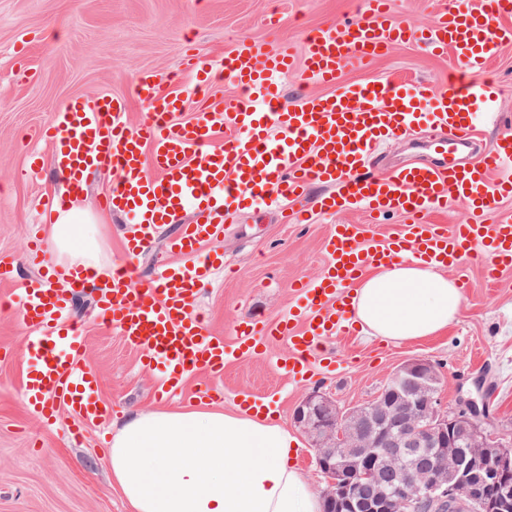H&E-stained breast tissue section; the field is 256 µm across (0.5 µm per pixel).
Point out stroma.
<instances>
[{
    "instance_id": "obj_1",
    "label": "stroma",
    "mask_w": 512,
    "mask_h": 512,
    "mask_svg": "<svg viewBox=\"0 0 512 512\" xmlns=\"http://www.w3.org/2000/svg\"><path fill=\"white\" fill-rule=\"evenodd\" d=\"M359 0H0V252L26 262L29 230L41 223L42 201L62 194L67 183L54 165L44 130L59 105L71 98L94 100L102 94L131 95L138 74L153 70L175 83L185 79L183 61L191 52L222 63L244 39L266 50L282 44L302 49L306 32L356 15ZM455 64L452 54L433 55L411 44L393 46L368 66L346 67L347 81L398 78L445 86ZM489 75L497 88L498 113L477 143L485 148L499 134L512 132V44L501 48ZM424 130L409 140H393L371 167L376 175L393 166L434 162ZM41 153V177L28 173L30 153ZM119 176L112 165L87 175L84 199L102 237V259L125 260L126 224L105 211L99 197ZM366 214L338 213L337 224H367ZM329 222V223H332ZM329 223L284 224L272 209L243 212L215 241L225 272L202 288L197 310L211 329L230 337L235 320L261 316L274 320L296 298L295 282L321 270ZM447 274L468 278L470 292L445 332L405 344H392L355 332L330 341L345 363L335 374L312 369L303 383L288 381L267 359H229L218 386V406L236 409L244 397H257L274 409V418L292 426V415L310 393L320 392L349 408L373 400L404 361L422 358L440 374V400L455 407L460 395L481 386L489 404L488 432L512 433V271L487 283L478 263L466 259ZM74 315L84 329L85 363L101 383L112 407L103 428L82 436L68 431V416L55 423L34 419L23 402L26 329L15 310L0 312V512H131L112 485L108 444L126 416L162 407H181L183 397L160 399L153 375L134 349L101 324L91 294L76 298Z\"/></svg>"
}]
</instances>
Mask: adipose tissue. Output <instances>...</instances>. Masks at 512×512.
Listing matches in <instances>:
<instances>
[{"mask_svg": "<svg viewBox=\"0 0 512 512\" xmlns=\"http://www.w3.org/2000/svg\"><path fill=\"white\" fill-rule=\"evenodd\" d=\"M90 221L83 205L57 212L48 250L64 271L96 265L101 245L84 233ZM462 300L455 280L402 258L356 285L353 320L401 344L447 330ZM293 442L287 427L257 412H135L112 435V480L133 512H323L322 499L288 464Z\"/></svg>", "mask_w": 512, "mask_h": 512, "instance_id": "obj_1", "label": "adipose tissue"}]
</instances>
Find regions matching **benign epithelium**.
<instances>
[{
  "instance_id": "7a95c632",
  "label": "benign epithelium",
  "mask_w": 512,
  "mask_h": 512,
  "mask_svg": "<svg viewBox=\"0 0 512 512\" xmlns=\"http://www.w3.org/2000/svg\"><path fill=\"white\" fill-rule=\"evenodd\" d=\"M441 378L424 359L399 365L372 401L350 409L315 392L294 424L312 440L325 512H512V437L482 427L485 409L459 398L443 408Z\"/></svg>"
}]
</instances>
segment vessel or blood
Segmentation results:
<instances>
[{
  "mask_svg": "<svg viewBox=\"0 0 512 512\" xmlns=\"http://www.w3.org/2000/svg\"><path fill=\"white\" fill-rule=\"evenodd\" d=\"M512 0H453L414 29L392 15L385 0H368L354 18L336 21L303 41L305 66L294 69V53L284 44L271 51L241 41L225 56V80L241 95L235 104L207 105L180 120L188 91L211 80L209 57L191 56L190 90H171L158 72H141L132 97L104 95L88 103L64 102L46 132L68 194L47 199L45 212L83 193L84 174L107 160L122 173L101 198L113 214L130 217L123 237L127 254L142 253L164 226L172 262L147 286L137 285L121 267L105 282L86 270L73 274L68 291L54 288L52 267L37 256V283L25 288L20 322L29 329L24 403L38 419L56 420L68 408L78 427L100 424L110 414L97 374L81 360L85 341L71 322L72 300L88 289L97 293L105 325L135 349L143 366L161 377V390H180L189 377L224 375L229 358L261 357L280 341L288 351L276 366L294 382L304 380L312 358L335 370L327 340L350 334V290L371 269L402 256L450 267L465 257L480 261L485 280L496 282L512 269V215L500 204L512 200V133L498 136L479 160L460 158L493 114L498 95L482 80L500 48L512 42ZM414 43L431 52H452V89L425 82L388 79L345 82L346 64H366L392 45ZM299 73L316 92L289 102L280 87ZM150 106L138 124L127 122L131 98ZM432 123L448 133L439 144L452 161L398 167L383 177L366 176L368 160L387 141ZM330 186L315 210L291 209L311 185ZM459 203L462 216L437 224L433 215ZM282 205L287 224L310 223L314 213L361 210L371 220L398 213L408 222L400 231L361 233L353 224H333L317 278L298 282L297 302L278 321L243 318L233 323L234 344H226L195 310L202 286L223 270L224 257L205 251L238 211ZM192 221H185V214Z\"/></svg>",
  "mask_w": 512,
  "mask_h": 512,
  "instance_id": "obj_1",
  "label": "vessel or blood"
}]
</instances>
